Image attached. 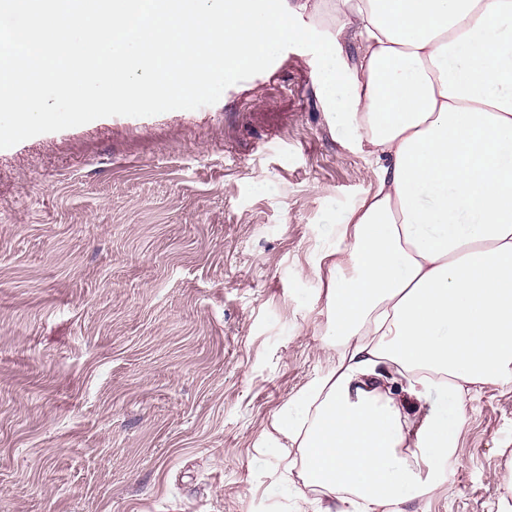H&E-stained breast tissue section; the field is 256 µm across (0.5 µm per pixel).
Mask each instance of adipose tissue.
<instances>
[{
  "label": "adipose tissue",
  "instance_id": "obj_1",
  "mask_svg": "<svg viewBox=\"0 0 512 512\" xmlns=\"http://www.w3.org/2000/svg\"><path fill=\"white\" fill-rule=\"evenodd\" d=\"M85 0L26 16L0 53V144L52 113L21 73L60 78L71 121L170 105L313 41L336 124L374 163L329 265L330 343L343 353L288 401L275 431L322 489L297 512H405L445 492L465 399L512 381V0ZM356 56L347 60L346 42ZM190 72L171 81L170 68Z\"/></svg>",
  "mask_w": 512,
  "mask_h": 512
}]
</instances>
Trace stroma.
Here are the masks:
<instances>
[{
	"instance_id": "obj_1",
	"label": "stroma",
	"mask_w": 512,
	"mask_h": 512,
	"mask_svg": "<svg viewBox=\"0 0 512 512\" xmlns=\"http://www.w3.org/2000/svg\"><path fill=\"white\" fill-rule=\"evenodd\" d=\"M0 146V512H295L284 405L326 371L327 250L374 187L313 44L171 109ZM449 493L501 512L512 383L466 402Z\"/></svg>"
}]
</instances>
